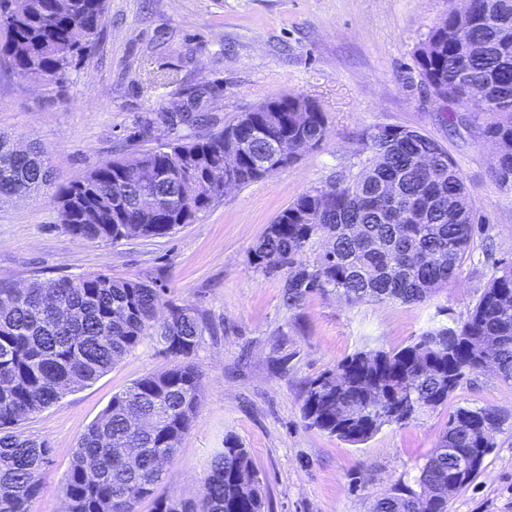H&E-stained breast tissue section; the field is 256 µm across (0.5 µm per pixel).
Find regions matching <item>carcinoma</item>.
<instances>
[{
  "instance_id": "obj_1",
  "label": "carcinoma",
  "mask_w": 512,
  "mask_h": 512,
  "mask_svg": "<svg viewBox=\"0 0 512 512\" xmlns=\"http://www.w3.org/2000/svg\"><path fill=\"white\" fill-rule=\"evenodd\" d=\"M0 0V63L29 83L54 77L52 90L71 67L94 49L105 19V0H19L20 9ZM471 24L469 37L483 43L480 56L465 57L457 47L452 19L440 20L416 57L421 82L484 117V132L499 142L493 174L512 190V42L499 37L500 22L512 23V0H462ZM290 98H271L244 112L224 130L200 135L208 115L187 100L157 113V121L190 133L176 142L122 153L64 181L36 146L17 150L0 136V200L18 193H52L61 224L74 237L114 243L162 237L194 223L224 197V181L239 186L277 171L265 141L252 154L224 169L229 133L243 137L256 127L288 139V160L316 149L326 131L323 112H310L296 124L292 112H271ZM373 157L352 174H338L282 210L250 252L263 272L288 268L283 299L300 305L313 294L335 293L348 302L416 304L432 298L470 259L478 225L474 200L453 158L416 130L396 126L375 140L361 134ZM436 153L442 162L428 170L416 165ZM155 171L143 183L139 172ZM398 183L399 197H381L383 180ZM399 211L397 221L381 214ZM328 237L329 252L311 263L306 251ZM205 319L189 304H166L163 291L136 279L105 273L36 280L23 289L0 288V512H31L40 494L48 442L17 431L31 415L51 407L66 392L96 381L147 340L173 360L167 369L134 380L114 393L81 436L65 476L66 512H138L150 498L153 512H263L259 482L238 480L252 471L246 449L227 439L212 458L194 498L155 495L166 467L177 454L201 403L200 367L194 362ZM490 358L512 384V265L499 267L455 326L429 329L392 351L356 352L312 379L303 391L301 411L308 424L349 444L359 445L384 425H406L444 404L469 375ZM501 418L493 407L458 408L418 477L420 492L397 488L379 499L373 512H448V498L475 474L453 476L457 455L482 463Z\"/></svg>"
}]
</instances>
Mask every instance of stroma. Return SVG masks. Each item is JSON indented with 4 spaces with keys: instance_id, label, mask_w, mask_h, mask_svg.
I'll return each mask as SVG.
<instances>
[{
    "instance_id": "35a3bbf8",
    "label": "stroma",
    "mask_w": 512,
    "mask_h": 512,
    "mask_svg": "<svg viewBox=\"0 0 512 512\" xmlns=\"http://www.w3.org/2000/svg\"><path fill=\"white\" fill-rule=\"evenodd\" d=\"M450 2L107 0L95 51L58 91L40 92L0 70V134L39 144L67 179L123 150L175 140L153 119L179 91L209 89L215 132L288 93L325 114L318 148L228 191L195 223L165 237L80 240L60 224L51 198L0 202V285L104 272L153 283L165 301L192 305L208 321L194 355L201 404L157 495L195 496L229 438L251 457L264 512H372L395 486L417 488L421 466L458 408L490 406L505 425L448 512H512V386L494 372L469 376L446 403L357 446L307 426L301 413L308 381L354 352L398 349L435 323L463 320L495 267L512 263V192L494 178L484 120L463 106L446 116L415 66L417 48ZM383 126L416 130L455 160L483 224L474 261L420 304H349L330 293L284 307L287 270L256 271L252 247L298 195L357 172L372 155L361 133ZM170 364L145 342L95 382L20 423L52 449L31 512H63L65 475L89 424L115 392Z\"/></svg>"
}]
</instances>
